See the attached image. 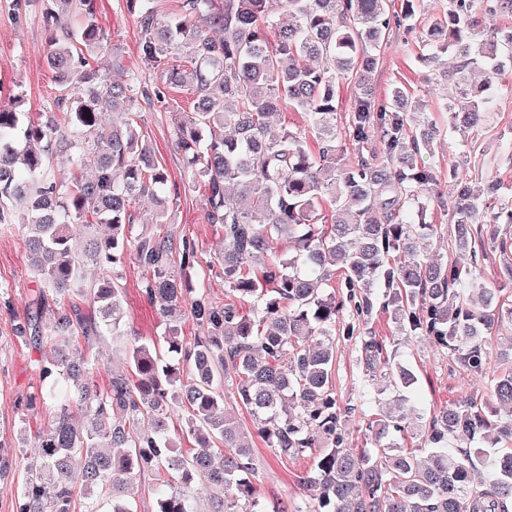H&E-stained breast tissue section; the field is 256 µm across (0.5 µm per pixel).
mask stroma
Returning a JSON list of instances; mask_svg holds the SVG:
<instances>
[{"instance_id":"stroma-1","label":"stroma","mask_w":512,"mask_h":512,"mask_svg":"<svg viewBox=\"0 0 512 512\" xmlns=\"http://www.w3.org/2000/svg\"><path fill=\"white\" fill-rule=\"evenodd\" d=\"M425 2V8L416 11L405 27L392 29L381 43L371 85L376 97L382 100L387 99L392 86L401 85L423 100L429 118L440 129L435 152L429 160L436 174L428 193L430 219L442 227L437 253L454 262L458 255L451 236V206L460 186L449 180V166L468 158V182L473 188H482L485 180L494 179L502 181L504 189L512 192V164L503 163L492 169L483 167L478 151L471 150L469 140L462 132L450 129V118L443 105L454 96V87L442 84L431 69L418 65L415 60L421 36L446 0ZM97 4L98 22L108 47L95 62L100 73L112 77L121 66L138 70L147 84L158 82L157 71L145 67L139 57V29L125 0H97ZM43 9V0H32L26 19L19 21L9 8V0H0V106L10 105L14 95L19 94L24 99V111L35 114L47 111L59 94L45 64L49 33L41 22ZM492 107L491 128L477 135L480 146L491 151L496 149L499 139L512 138V67L497 82ZM192 110L193 95L184 86L168 88L165 102L145 101L137 110V121L177 193L171 199V225L148 223L152 205L145 199L131 210L133 232L137 235L168 232L175 240H189L196 251V263L188 284L204 293L212 305L220 307L234 299L230 288L224 285V274L217 261L224 249V235L218 225L208 223L204 187L189 184L184 159L175 145L177 126ZM112 276L123 291L129 336L146 340L159 336L162 326L157 309L142 296V269L129 258L114 268ZM0 286L8 290L6 298H0V444L14 449L13 468L0 478V512H16V487L35 451L31 445L16 449L18 432L24 427L29 437H36L40 428L47 425L49 416L40 413L25 419L19 409L22 397L40 385L34 367L36 354L14 332L17 318L26 316L31 308L37 283L27 268L23 240L12 227L0 228ZM372 328L391 347L411 353L418 386L429 404L438 407L465 396H487L488 383L484 376L449 360L444 352L399 335L386 316H376ZM335 352L333 388L340 404L351 406L356 404L361 389L358 346L339 335L335 338ZM253 446L259 499L270 506H285L289 512H299L306 500L300 481L308 469L307 460H281L258 437L254 438Z\"/></svg>"}]
</instances>
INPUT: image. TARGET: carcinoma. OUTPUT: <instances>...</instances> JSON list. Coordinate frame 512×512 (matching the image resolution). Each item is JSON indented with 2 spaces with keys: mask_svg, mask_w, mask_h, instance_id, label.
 <instances>
[{
  "mask_svg": "<svg viewBox=\"0 0 512 512\" xmlns=\"http://www.w3.org/2000/svg\"><path fill=\"white\" fill-rule=\"evenodd\" d=\"M389 2L177 0L164 16L156 0H126L141 61L159 72L149 88L136 70L112 80L91 65L106 48L97 0H46L47 65L64 93L36 118L19 96L0 107V225L21 232L39 282L36 310L18 319L16 335L37 354L41 385L20 409L24 420L51 416L17 488L18 512H101L104 502L106 512H134L137 477L164 469L179 483L157 490L155 512H198L199 480L212 491L209 512H268L253 485L251 437L224 405L229 382L267 447L285 460L310 458L307 512H512V352L489 350L493 328L512 324V298L479 272L485 225H512V196L492 180L455 199L454 243L468 265L420 249L438 231L426 206L437 127L426 117L409 126L425 105L400 86L376 102L374 49L419 4L403 0L397 12ZM503 14L512 15V0H448L422 36L418 62L435 69L442 53L457 58L458 94L445 106L455 129L490 121L492 90L512 66V31L488 23ZM352 73L360 92L346 138L358 147L380 133L383 160L360 152L349 168L339 163L334 115L338 79ZM172 85L194 95L176 146L191 182L206 187L207 220L224 234V285L246 314L189 295L169 272L170 235L132 236L130 207L142 197L157 203L149 223H170L167 176L130 114L142 100L162 102ZM285 105L308 117L318 150L301 131L271 133ZM76 157L93 175L58 183L55 165ZM73 224L87 229L80 241ZM490 240L512 280V236L495 230ZM278 242L288 252L251 271ZM131 253L164 325L156 341L126 339L111 268ZM87 266L101 273L89 287ZM338 268L340 299L328 292ZM86 295L88 314L72 302ZM186 305L204 330L191 342L180 329ZM345 309L363 379L346 409L332 386ZM378 313L488 375V399L428 411L408 359L369 328ZM106 335L124 344L127 370L100 389L81 344ZM177 408L182 436L199 447L190 456L170 434ZM352 413L367 421L372 447L349 446Z\"/></svg>",
  "mask_w": 512,
  "mask_h": 512,
  "instance_id": "1",
  "label": "carcinoma"
}]
</instances>
